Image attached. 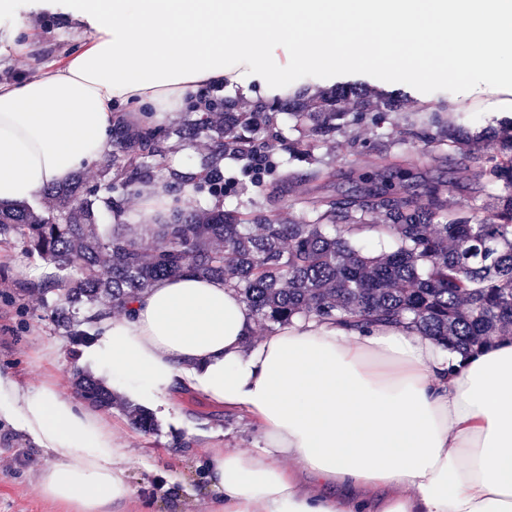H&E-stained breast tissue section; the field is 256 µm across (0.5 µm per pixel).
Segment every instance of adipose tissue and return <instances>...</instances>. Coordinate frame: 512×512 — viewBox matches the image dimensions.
<instances>
[{"instance_id": "ef3b65f1", "label": "adipose tissue", "mask_w": 512, "mask_h": 512, "mask_svg": "<svg viewBox=\"0 0 512 512\" xmlns=\"http://www.w3.org/2000/svg\"><path fill=\"white\" fill-rule=\"evenodd\" d=\"M90 37L66 62L0 85V205L105 163L119 108L162 124L206 86L285 91L288 62L332 74L340 56L438 75L512 80V0H69ZM287 33L288 57L276 37ZM97 374L146 377L245 410L258 448L213 449V512H512V339L469 356L403 327L351 332L314 318L255 339L253 313L220 278H169L96 325ZM55 462L47 500L122 512L127 455L104 416L52 384L0 373V420Z\"/></svg>"}]
</instances>
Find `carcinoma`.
Instances as JSON below:
<instances>
[{
	"label": "carcinoma",
	"mask_w": 512,
	"mask_h": 512,
	"mask_svg": "<svg viewBox=\"0 0 512 512\" xmlns=\"http://www.w3.org/2000/svg\"><path fill=\"white\" fill-rule=\"evenodd\" d=\"M338 95L321 112H302L300 103H260L235 112L230 101L214 122L204 112L172 131L161 126L135 131L112 128V155L102 181L81 179L48 194L54 208L40 212L25 204L0 208V241L20 244L29 257L54 268L37 286L43 301L53 294L51 318L72 339L89 336L95 321L127 310L135 295L154 283L185 274L217 277L238 290L262 321L285 324L296 317L332 320L349 330L406 325L462 354L512 338V120L471 138L448 132V160L471 170L472 193L499 186L483 220L472 218L468 201L452 198L439 183L421 194L393 184L355 188L313 202L304 217L281 224L270 215L245 218L235 210L174 208L172 220L153 225L154 244L142 245L130 224L110 222L120 213L119 196L154 176L165 164L173 133L212 140V160L193 170H167L166 182L208 186L224 195L217 166L225 156H253L279 143L288 155L338 139L346 129L369 123L382 127L399 111L394 98L375 109L358 101L356 111L337 107ZM300 122L303 138L287 140L276 130L278 116ZM443 121L433 115L424 127L403 129L412 142L443 141ZM377 219L370 224L368 220ZM375 231L395 240L390 251L370 254L354 239ZM75 386L89 404L108 408L112 392L81 371Z\"/></svg>",
	"instance_id": "obj_1"
}]
</instances>
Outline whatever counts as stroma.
Returning a JSON list of instances; mask_svg holds the SVG:
<instances>
[{"label": "stroma", "mask_w": 512, "mask_h": 512, "mask_svg": "<svg viewBox=\"0 0 512 512\" xmlns=\"http://www.w3.org/2000/svg\"><path fill=\"white\" fill-rule=\"evenodd\" d=\"M23 26L16 43L0 51V82L41 75L57 67L89 38L88 32L71 15L59 10L22 13ZM41 37V48L21 50L29 35ZM290 91H303L305 111H319L322 93L337 86L367 90L368 104L390 94L401 110L383 129H358L355 146L321 144L311 149L309 161L286 160L295 176L284 196L268 203L274 179L254 180L242 160L225 158L221 168L228 177L227 209L250 215L273 211L281 221L296 220L313 201L340 194L364 178L378 176L384 168L402 167L408 172L411 189L423 191L430 181H451L455 197H466L471 184L468 169L447 171V146L405 143L400 131L406 120L436 112L444 123L475 133L497 121L512 118V81L489 86L469 79L445 64L439 76L422 78L417 70L399 73L380 65L362 68L342 62L335 74L316 72L303 65H289ZM387 137L390 147L379 155L374 147L378 136ZM51 272L37 259L25 257L18 244L0 242V371L11 374L24 388L57 383L65 394H73L75 371H90L85 346L60 336L51 312L33 285ZM53 354H46V346ZM141 408L152 413L157 427L150 432L134 428L121 407L106 409L119 444L131 456L125 478L133 489L126 512H211L215 493L202 477L207 453L214 448L252 449L260 443V432L246 412L227 409L199 392L183 389L160 399L148 398ZM53 455L43 452L24 433L0 422V512H68L45 501L37 488L41 468Z\"/></svg>", "instance_id": "1"}]
</instances>
